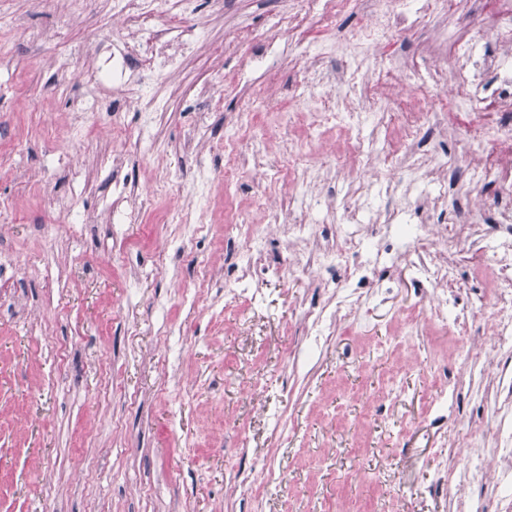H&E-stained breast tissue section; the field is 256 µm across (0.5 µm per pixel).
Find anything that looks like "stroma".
Masks as SVG:
<instances>
[{
	"label": "stroma",
	"instance_id": "1",
	"mask_svg": "<svg viewBox=\"0 0 512 512\" xmlns=\"http://www.w3.org/2000/svg\"><path fill=\"white\" fill-rule=\"evenodd\" d=\"M125 0H0V512H454L441 478L465 455L440 448L452 431L478 447L503 445L501 400L488 388L499 340L494 297L466 263L456 266L452 307L421 300L406 265L394 266L386 302L324 288L313 272L282 282L255 274L248 294L224 296L226 269L241 264L239 211L261 193L287 202L293 187L276 160L297 132L277 107H306L307 87L357 74L350 102L327 88L322 105L368 109L374 76L345 51L365 6L330 29L307 16L280 40L297 0H156L151 20L188 19V49L151 86L165 113L144 127L137 90L116 98L96 84L107 56L92 34L124 24ZM477 0L382 36L397 91L418 86L433 102L446 87L421 77L437 33L480 29ZM261 54L277 71L243 64ZM215 92L198 94L201 84ZM274 111L259 121L269 143L258 169L225 178L228 138L259 89ZM298 178L332 207L307 212L336 232L339 208L360 181L386 176L373 157L362 176L331 168L344 154L335 132ZM141 144L126 149L125 142ZM140 210L115 224L112 200ZM196 207L203 229L175 253L170 207ZM208 269V279L188 275ZM339 316L307 371L290 349L306 346L307 312ZM456 386L447 425L428 412L440 384ZM255 491H242L238 472Z\"/></svg>",
	"mask_w": 512,
	"mask_h": 512
}]
</instances>
